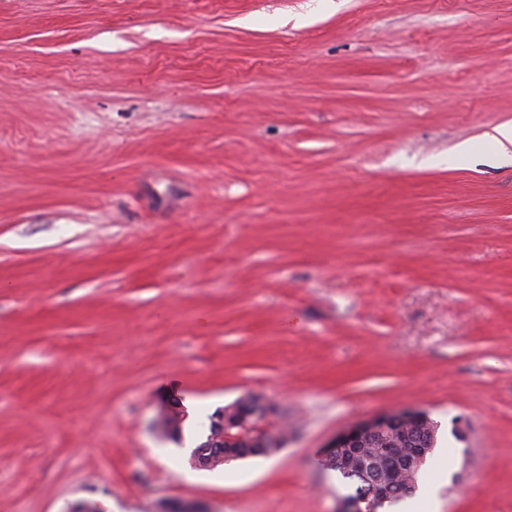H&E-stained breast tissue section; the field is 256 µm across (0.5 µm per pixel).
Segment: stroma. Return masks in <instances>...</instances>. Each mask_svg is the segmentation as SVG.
<instances>
[{
    "mask_svg": "<svg viewBox=\"0 0 512 512\" xmlns=\"http://www.w3.org/2000/svg\"><path fill=\"white\" fill-rule=\"evenodd\" d=\"M505 122L512 0H0V512H337L405 409L419 506L512 512ZM247 394L284 447L194 467ZM485 137L494 142L497 159L512 157V123H504L494 127L492 133H486ZM430 425L431 419L427 412L410 410H402L359 422L336 435L322 456V465L328 468L327 465L336 458V454L344 449L357 452L362 446L361 443L367 438L389 437L393 427H397L396 433H400L403 438L407 439V444L401 441L408 448L410 463H418L424 458L427 448L430 446V436H434L433 430L429 428ZM431 452L426 454L424 461L418 467L409 470L403 465L401 459L387 457L380 452L379 448H368L354 458L345 451L331 463V470L336 471L354 488L353 493L346 496L349 498L366 495L370 491V480L393 473L399 479L395 483L393 491L405 488L403 493L392 497L393 499L390 501L392 502L411 496L417 491L419 473L427 455ZM395 466L407 471L403 480L402 476L391 468Z\"/></svg>",
    "mask_w": 512,
    "mask_h": 512,
    "instance_id": "35a3bbf8",
    "label": "stroma"
}]
</instances>
